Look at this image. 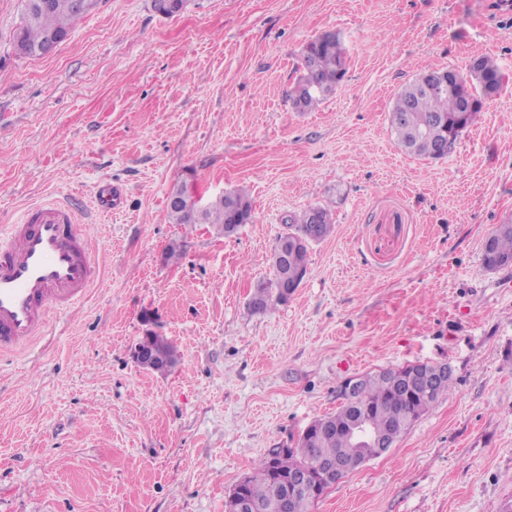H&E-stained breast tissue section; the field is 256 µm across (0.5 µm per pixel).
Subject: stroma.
Returning a JSON list of instances; mask_svg holds the SVG:
<instances>
[{
    "label": "stroma",
    "instance_id": "1",
    "mask_svg": "<svg viewBox=\"0 0 512 512\" xmlns=\"http://www.w3.org/2000/svg\"><path fill=\"white\" fill-rule=\"evenodd\" d=\"M493 2L98 0L29 59L20 0H0V226L73 198L99 269L0 360V512H224L346 378L418 362L448 364L451 392L310 512H512V267L481 260L512 216V17ZM326 33L347 72L296 111L300 52ZM482 56L503 81L478 121L443 159L402 151L400 89ZM177 185L247 188L255 219L169 223ZM106 186L124 204L102 213ZM313 206L334 233L287 304L251 311L283 216ZM151 334L175 348L166 372L132 357Z\"/></svg>",
    "mask_w": 512,
    "mask_h": 512
}]
</instances>
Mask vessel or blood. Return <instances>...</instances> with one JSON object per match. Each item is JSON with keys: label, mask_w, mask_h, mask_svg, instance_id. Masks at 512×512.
<instances>
[{"label": "vessel or blood", "mask_w": 512, "mask_h": 512, "mask_svg": "<svg viewBox=\"0 0 512 512\" xmlns=\"http://www.w3.org/2000/svg\"><path fill=\"white\" fill-rule=\"evenodd\" d=\"M67 201L28 208L0 241V352L30 343L46 326L49 307L84 297L98 276L87 240Z\"/></svg>", "instance_id": "obj_1"}]
</instances>
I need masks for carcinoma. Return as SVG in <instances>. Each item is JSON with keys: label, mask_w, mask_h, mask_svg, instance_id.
<instances>
[{"label": "carcinoma", "mask_w": 512, "mask_h": 512, "mask_svg": "<svg viewBox=\"0 0 512 512\" xmlns=\"http://www.w3.org/2000/svg\"><path fill=\"white\" fill-rule=\"evenodd\" d=\"M39 0H21L20 20L13 38L14 54L20 58L38 57V48L49 37L68 38L74 25L87 10L77 0H48L49 7L36 8ZM298 70L301 75L289 93V100L299 112L316 108L336 88L346 74L344 49L339 40L309 42L302 51ZM424 71L406 84L397 94L390 123L397 144L410 155L432 159L441 144L458 139L475 123L482 106L465 107V97L482 83L498 95L501 79L498 65L487 57L476 59L463 68H453L456 76L451 83L439 84L426 80ZM177 204L167 205V214L173 224H215L226 236L253 222L249 195L233 189L202 206L179 188ZM287 231L281 234L270 256L273 278L256 285L249 307L254 312H265L283 305V275L288 273L296 285L307 275L308 249L313 243L325 240L334 229L332 213L325 206L311 207L300 214L284 218ZM491 254L482 257L488 271L512 266V224L498 225L487 237ZM146 350L149 358L140 365L157 372L171 367L173 346L162 336L148 337ZM404 368L384 370L367 375L360 385L357 400H344L335 413L314 420L311 431L303 433L294 448H274L277 467L271 468L269 457L262 458L254 473L235 485L238 495L249 504V512H309L310 503L303 500L287 501L283 510L277 507L288 477L301 468L312 467L327 460H340L346 471L359 467L352 455L351 425L362 410H368V427L378 435H387L399 428L409 429L439 398L447 396L453 386L452 377L440 381L427 391L399 377Z\"/></svg>", "instance_id": "carcinoma-1"}]
</instances>
